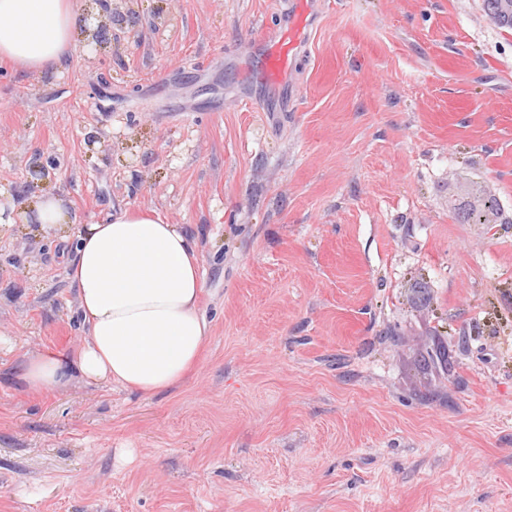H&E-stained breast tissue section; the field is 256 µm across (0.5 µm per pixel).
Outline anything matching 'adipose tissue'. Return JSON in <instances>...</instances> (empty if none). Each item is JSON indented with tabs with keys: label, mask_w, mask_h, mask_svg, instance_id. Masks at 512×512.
<instances>
[{
	"label": "adipose tissue",
	"mask_w": 512,
	"mask_h": 512,
	"mask_svg": "<svg viewBox=\"0 0 512 512\" xmlns=\"http://www.w3.org/2000/svg\"><path fill=\"white\" fill-rule=\"evenodd\" d=\"M72 0H0V62L44 71L74 50ZM64 199L44 193L22 208L0 201V224L71 223ZM69 279L82 314L81 347L28 358L15 379L39 394L106 382L150 397L179 385L196 365L208 325L195 241L149 210H114L80 232Z\"/></svg>",
	"instance_id": "ef3b65f1"
}]
</instances>
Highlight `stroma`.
I'll return each mask as SVG.
<instances>
[{"mask_svg": "<svg viewBox=\"0 0 512 512\" xmlns=\"http://www.w3.org/2000/svg\"><path fill=\"white\" fill-rule=\"evenodd\" d=\"M75 54L0 66V512H512V30L483 0H74ZM50 166L30 186L33 165ZM197 245L209 336L143 397L14 371L83 325L81 225ZM479 212L477 224L460 211ZM19 223L42 224L49 230L57 225L72 224V218L65 200L56 192L44 193L37 206L28 209L0 200V224Z\"/></svg>", "mask_w": 512, "mask_h": 512, "instance_id": "1", "label": "stroma"}]
</instances>
